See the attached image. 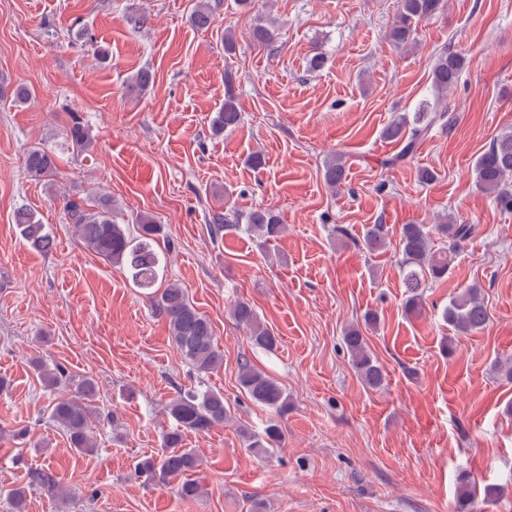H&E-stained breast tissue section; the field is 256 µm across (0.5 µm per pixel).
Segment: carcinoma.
I'll use <instances>...</instances> for the list:
<instances>
[{
    "label": "carcinoma",
    "mask_w": 512,
    "mask_h": 512,
    "mask_svg": "<svg viewBox=\"0 0 512 512\" xmlns=\"http://www.w3.org/2000/svg\"><path fill=\"white\" fill-rule=\"evenodd\" d=\"M444 5L445 0H399V13L389 32L392 43L398 48L413 44L418 25L442 11ZM190 21L199 29L209 28L213 15L208 3L200 0ZM252 39L259 45L268 46L275 42L276 33L259 24L252 30ZM465 64V58L452 50L435 59L431 71L435 98L448 96V91L459 82ZM224 84V105L212 120L213 131L217 134L235 128L241 121L231 76L224 77ZM451 125L452 118L447 110H440L427 102L411 118L405 113L397 115L385 128L384 136L403 141V146L397 154L384 159L382 165L388 168L398 165L411 156L435 128H449ZM69 134L72 144L81 149L90 143L89 130L77 118L73 120ZM25 167L29 177L42 181L55 175V155L42 147H34L26 153ZM474 174L478 189L492 195L502 209L512 210V184L509 183L512 178V131H505L493 140L489 149L476 160ZM323 178L332 187L342 184L345 179L342 156L336 155L326 162ZM64 211L68 223L74 226L76 236L89 250L122 269L135 287L146 290L154 314L168 321L177 351L197 376L208 375L223 364V355L216 345L210 320L189 301L180 284L170 281L164 288L156 287L166 268V257L158 250L159 239L164 236L163 225L150 216L142 215L138 218L137 234H132L126 225L115 222L112 200L108 197L100 198L92 208L80 199L69 198ZM242 221L248 233L265 242L279 238L286 228L279 215L270 208H255L246 214L219 208L209 214V228L216 235L240 229ZM15 223L31 247L43 252L51 250L53 239L34 213L26 209L17 210ZM474 232L475 225L459 224L450 215L440 224L402 225L398 245L402 255L400 272L406 293V311L415 312L421 307L427 283L448 279L456 256ZM385 245L384 225L373 224L366 229L363 247L367 251L374 253ZM230 316L237 325L246 328L252 347L265 351L277 347L278 337L261 321L250 303L234 301L230 306ZM443 318L460 335L482 330L489 315L480 288H469L451 298ZM342 342L365 387L373 391L382 389L385 381L383 368L372 354L362 330L355 325L348 327ZM33 367L46 388H56L71 381V375L60 364L49 367L35 361ZM238 382L256 405L279 417L288 414L290 401L280 383L247 359L240 365ZM96 394L95 381L82 378L75 383L71 396L58 398L50 404V421L65 431L70 447L77 452L93 448L89 429L92 418H101V413L94 406ZM165 410L174 425L163 432L162 452L140 459L135 465V474L153 485H165L175 479L179 481L182 497H197L202 489L199 483L188 479V475L201 466V459L194 449L183 447L184 434L207 433L224 425L230 417L224 404V394L209 388L180 390ZM243 436L250 448H275L283 440V431L279 422L270 420L262 432L246 431ZM459 482L461 491L457 512H473L479 483L466 471L459 475ZM40 489L50 494L59 490L58 481L46 470L34 472L28 484L12 490L9 495L12 512H25L29 493Z\"/></svg>",
    "instance_id": "obj_1"
}]
</instances>
